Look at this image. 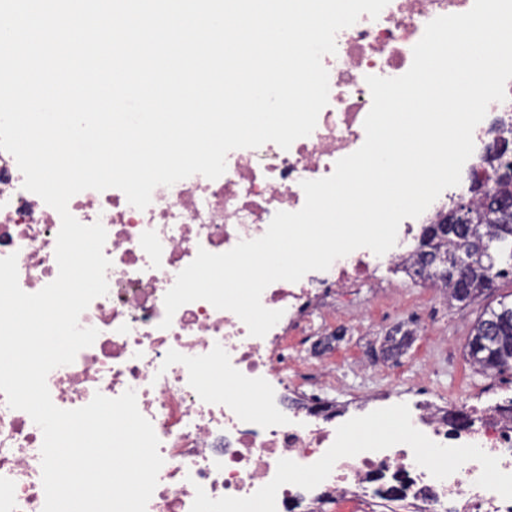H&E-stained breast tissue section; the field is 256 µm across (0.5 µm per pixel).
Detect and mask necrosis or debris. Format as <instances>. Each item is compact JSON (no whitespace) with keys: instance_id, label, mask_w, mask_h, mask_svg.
I'll return each mask as SVG.
<instances>
[{"instance_id":"necrosis-or-debris-1","label":"necrosis or debris","mask_w":512,"mask_h":512,"mask_svg":"<svg viewBox=\"0 0 512 512\" xmlns=\"http://www.w3.org/2000/svg\"><path fill=\"white\" fill-rule=\"evenodd\" d=\"M473 3L389 0L378 18L340 30L335 53L322 59L329 102L313 132L290 149L268 142L232 150L221 177L195 174L156 187L142 210L116 188L70 199L79 222L102 223L107 232L109 291L79 318L98 329L95 342L53 369L47 386L62 409L85 406L97 393L135 391L163 459L146 512H243L248 504L260 512H323V488L341 512H375L368 489L380 480L386 500L407 502L411 512H512V418L472 406L457 422L432 402L396 403L389 413L399 421L398 436L369 439L378 410L333 423L322 393L336 385L334 369L294 359L331 301L409 258L416 225L430 223L447 195L403 220L384 255L360 248L327 270L269 285L261 302L283 311L288 323L265 337L250 336L233 312L204 300L183 305L169 328L161 326L164 296L198 249L226 252L261 237L276 212L300 210L302 181L331 175L365 140L372 104L366 76L404 74L426 24ZM506 92L473 132L468 171L480 170L486 137L512 121V80ZM23 181L14 157L0 150V258L16 255L19 285L35 293L58 274L61 218ZM206 373L214 383H203ZM42 440L31 417L0 393V512H42Z\"/></svg>"}]
</instances>
